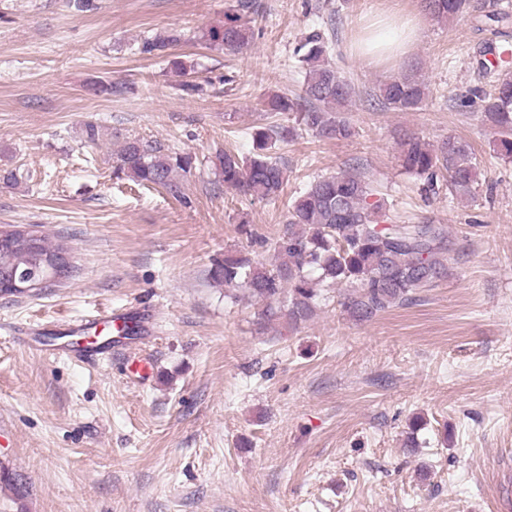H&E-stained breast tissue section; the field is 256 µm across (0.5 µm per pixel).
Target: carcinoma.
Segmentation results:
<instances>
[{
	"mask_svg": "<svg viewBox=\"0 0 512 512\" xmlns=\"http://www.w3.org/2000/svg\"><path fill=\"white\" fill-rule=\"evenodd\" d=\"M436 20L455 19L468 13L469 0H423ZM251 0H238V9L205 34L209 45L232 53L247 50L254 39L248 13ZM171 34L146 39L140 53L159 55L179 42ZM335 42L320 30L306 34L296 47L305 70L299 98L274 95L268 107L292 112L295 124L257 129L252 133L250 155L240 157L220 151L212 160L224 186L259 200L276 201L283 192L286 171L270 153L278 141L296 135L297 129L321 140H341L354 133L344 112L355 88L330 60ZM429 86L417 76L402 74L378 87L376 105L381 110L409 112L420 109ZM483 121L498 135L497 153L512 159V76L504 74L490 89L475 95ZM404 173L414 177L427 195L448 194L460 200L474 195L479 167L471 145L450 136L438 144L409 135L399 144ZM191 159L136 138L124 140L117 153V173L142 185L176 192L177 177L187 172ZM386 203L372 182L355 169L322 175L301 188L288 206L283 229L274 242L270 265L242 254H227L213 263V282L229 289L242 288L261 304L258 316L267 322L285 320L296 326L313 314L315 300L325 288H346L340 305L355 321H369L380 312L412 299L448 274V255L454 241L444 224H389ZM36 256L22 248L0 243V275L34 265Z\"/></svg>",
	"mask_w": 512,
	"mask_h": 512,
	"instance_id": "cac0c4a2",
	"label": "carcinoma"
}]
</instances>
